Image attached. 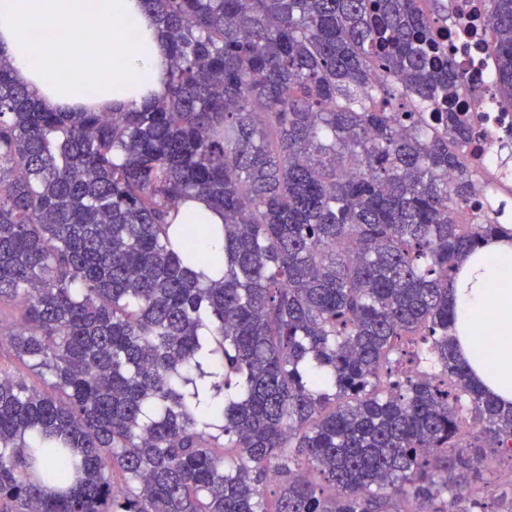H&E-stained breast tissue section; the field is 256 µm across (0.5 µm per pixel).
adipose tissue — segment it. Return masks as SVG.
Returning a JSON list of instances; mask_svg holds the SVG:
<instances>
[{"label": "adipose tissue", "instance_id": "adipose-tissue-1", "mask_svg": "<svg viewBox=\"0 0 512 512\" xmlns=\"http://www.w3.org/2000/svg\"><path fill=\"white\" fill-rule=\"evenodd\" d=\"M0 54L48 110L130 112L168 92V49L141 0H0ZM450 301L458 354L512 406V243L468 254Z\"/></svg>", "mask_w": 512, "mask_h": 512}]
</instances>
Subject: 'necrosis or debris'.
Wrapping results in <instances>:
<instances>
[{
    "label": "necrosis or debris",
    "instance_id": "1",
    "mask_svg": "<svg viewBox=\"0 0 512 512\" xmlns=\"http://www.w3.org/2000/svg\"><path fill=\"white\" fill-rule=\"evenodd\" d=\"M445 6L452 16L448 30L459 59L471 52L480 57L479 66L466 73L469 90L485 101L482 108H465L474 136L462 155L478 177L470 213L496 224H512V106L502 103L498 92L497 61L488 49L492 28L484 0H446Z\"/></svg>",
    "mask_w": 512,
    "mask_h": 512
}]
</instances>
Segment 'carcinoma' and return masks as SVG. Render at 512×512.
<instances>
[{
	"label": "carcinoma",
	"instance_id": "obj_1",
	"mask_svg": "<svg viewBox=\"0 0 512 512\" xmlns=\"http://www.w3.org/2000/svg\"><path fill=\"white\" fill-rule=\"evenodd\" d=\"M142 2L170 63L137 112L48 111L0 55V348L52 390L0 368V512L482 507L512 408L449 295L512 225L459 222L443 0ZM485 2L511 99L512 0ZM201 196L224 224L179 218Z\"/></svg>",
	"mask_w": 512,
	"mask_h": 512
}]
</instances>
